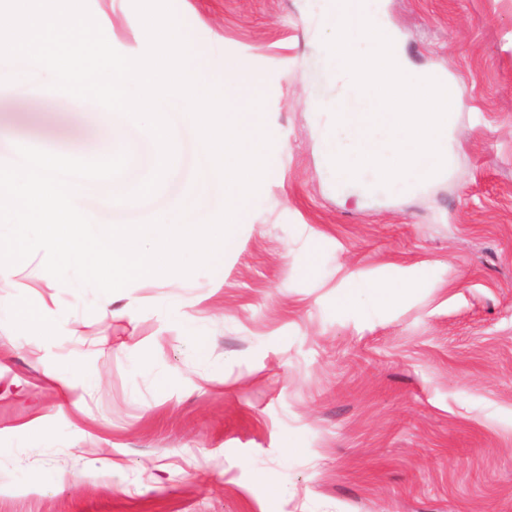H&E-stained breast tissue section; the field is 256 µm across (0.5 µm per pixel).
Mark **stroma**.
Wrapping results in <instances>:
<instances>
[{
  "mask_svg": "<svg viewBox=\"0 0 512 512\" xmlns=\"http://www.w3.org/2000/svg\"><path fill=\"white\" fill-rule=\"evenodd\" d=\"M173 3L198 56L262 79L263 196L220 269L107 295L40 252L0 275V512H512V0H382L461 89L453 169L413 193L337 190L308 0ZM87 4L145 52L132 0Z\"/></svg>",
  "mask_w": 512,
  "mask_h": 512,
  "instance_id": "stroma-1",
  "label": "stroma"
}]
</instances>
